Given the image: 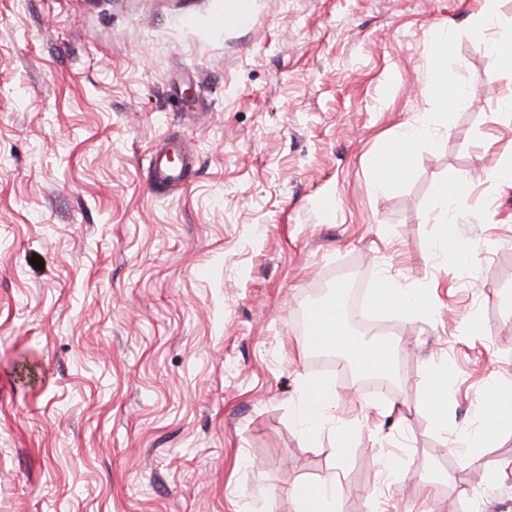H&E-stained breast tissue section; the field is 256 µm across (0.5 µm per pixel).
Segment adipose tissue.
Masks as SVG:
<instances>
[{
  "mask_svg": "<svg viewBox=\"0 0 512 512\" xmlns=\"http://www.w3.org/2000/svg\"><path fill=\"white\" fill-rule=\"evenodd\" d=\"M497 0H483L481 13L475 23L481 28L494 29L495 35L489 39L490 54L496 70L512 69V28L497 29ZM451 35H441L435 42L436 52L428 77L422 83L419 92L431 101L439 110L448 111L464 97V85L448 76V53ZM430 129L427 121L406 126L397 137L388 140L376 159L372 170V183L377 189L403 180L410 169L413 156L412 147L420 140L428 138ZM374 306L386 310H395L408 315L426 313L430 307L429 296L418 288H409L397 283L384 282L372 296ZM315 344L335 348L337 353L351 358L356 368L363 372L378 373L391 370L392 346L389 342H366L359 340L340 322L320 321L313 325ZM454 377L451 366L433 365L426 369L422 379L425 391V408L439 431H447L450 423L448 414V390ZM336 393L325 382L310 384L303 390L300 417L303 431L311 438L328 434L335 445L348 448L352 445L354 432L349 425L337 423ZM479 425L464 435V459L473 463L484 454L490 437L504 426L512 424V383L491 389L478 410Z\"/></svg>",
  "mask_w": 512,
  "mask_h": 512,
  "instance_id": "obj_1",
  "label": "adipose tissue"
}]
</instances>
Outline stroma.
<instances>
[{"label":"stroma","instance_id":"stroma-1","mask_svg":"<svg viewBox=\"0 0 512 512\" xmlns=\"http://www.w3.org/2000/svg\"><path fill=\"white\" fill-rule=\"evenodd\" d=\"M227 4L0 0V512H295L333 471L340 512H512V474L483 469L512 428L467 468L422 406L432 363L455 372L453 431L512 382V187L484 174L512 155V75L482 0H250L240 23ZM445 28L466 95L439 116L416 89ZM427 112L410 174L374 191ZM175 139L187 176L157 187ZM460 178L442 274L433 188ZM384 276L431 308L376 314L400 374L382 388L319 366L308 314L335 296L350 323L354 281ZM312 378L353 447L303 435ZM490 46V54L494 67L498 71H510L512 69V28L499 29L495 36L486 41V47ZM428 125L427 120L419 121L416 126L406 124L405 130L384 144L372 170V183L375 188L385 189L407 176L413 156L412 147L430 136ZM172 148L167 144L156 145L151 153L150 169L152 179L160 186L168 187L182 184V172L168 163V153Z\"/></svg>","mask_w":512,"mask_h":512}]
</instances>
